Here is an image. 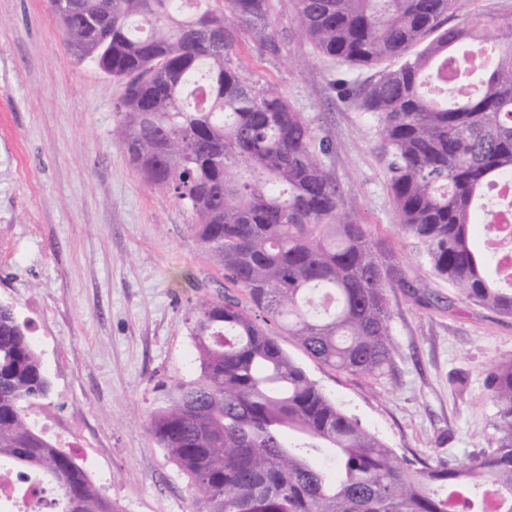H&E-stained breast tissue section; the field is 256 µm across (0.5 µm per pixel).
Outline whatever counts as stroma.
Segmentation results:
<instances>
[{
  "mask_svg": "<svg viewBox=\"0 0 512 512\" xmlns=\"http://www.w3.org/2000/svg\"><path fill=\"white\" fill-rule=\"evenodd\" d=\"M279 52L245 44L246 73L278 87L332 145L323 162L348 209L388 246L414 285L389 295L397 346L372 379L324 367L292 337L282 348L348 415L407 459L466 460L493 433L488 373L512 357V317L466 302L405 233L387 159L357 101L373 67L321 56L289 0H275ZM122 86L75 58L50 0H0V300L30 322L53 385L29 418L50 441L112 476L121 512H195L188 480L158 447L148 415L159 382L188 378L182 315L224 273L190 231L192 217L146 183L112 129Z\"/></svg>",
  "mask_w": 512,
  "mask_h": 512,
  "instance_id": "stroma-1",
  "label": "stroma"
}]
</instances>
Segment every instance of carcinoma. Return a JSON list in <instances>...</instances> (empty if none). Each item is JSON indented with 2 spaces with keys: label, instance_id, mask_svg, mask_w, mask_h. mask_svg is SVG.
Masks as SVG:
<instances>
[{
  "label": "carcinoma",
  "instance_id": "carcinoma-1",
  "mask_svg": "<svg viewBox=\"0 0 512 512\" xmlns=\"http://www.w3.org/2000/svg\"><path fill=\"white\" fill-rule=\"evenodd\" d=\"M73 2L54 13L77 57L124 83L115 132L130 161L190 210L196 242L244 292L186 310L196 374L164 386L150 415L196 512H512V358L488 375L496 412L486 447L463 462H410L342 412L266 328L323 365L381 378L395 354L389 292L413 287L347 209L312 121L243 74L240 34L279 51L273 0H224L222 13L211 0ZM466 2L292 6L323 56L395 62L351 93L389 157L401 227L464 299L512 316V270L472 245L479 224L498 234L487 190L512 181V10L446 26ZM29 327L0 303V458L39 474L59 512H118L29 422L52 391Z\"/></svg>",
  "mask_w": 512,
  "mask_h": 512
}]
</instances>
